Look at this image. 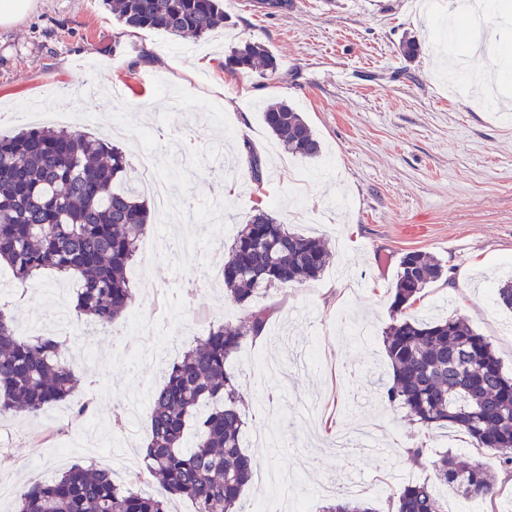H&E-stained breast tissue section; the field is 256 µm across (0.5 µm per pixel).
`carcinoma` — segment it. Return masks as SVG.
<instances>
[{"instance_id": "cac0c4a2", "label": "carcinoma", "mask_w": 512, "mask_h": 512, "mask_svg": "<svg viewBox=\"0 0 512 512\" xmlns=\"http://www.w3.org/2000/svg\"><path fill=\"white\" fill-rule=\"evenodd\" d=\"M126 27L203 37L224 26V0H103ZM280 63L264 44L247 42L224 58L230 72L274 76ZM268 130L289 153L305 159L321 145L300 112L285 102L263 109ZM125 153L112 143L65 129L27 128L0 137V264L26 285L53 270L73 278L74 315L111 326L134 294L126 271L150 229L147 200L130 176ZM323 241L290 232L269 214L240 224L224 258L227 297L248 310L236 325L213 327L174 363L150 398L144 469L159 483L155 495L112 481L106 470L74 464L24 487L17 512H168L170 496L189 499L194 512H246L241 500L253 475L243 451L239 383L226 365L243 341L264 335L271 310L253 299L270 286L300 288L323 272ZM441 264L422 251L400 261L392 302L395 317L383 339L392 382L381 384L426 429L452 428L486 449L512 475V377L492 343L464 319L424 321L413 307ZM512 310V280L495 292ZM65 336H16L0 311V417L35 416L66 400L78 378L64 355ZM436 480L470 499L497 493L494 470L444 453L430 461ZM394 512H447L428 483L407 484L391 496ZM324 512H374L360 499Z\"/></svg>"}]
</instances>
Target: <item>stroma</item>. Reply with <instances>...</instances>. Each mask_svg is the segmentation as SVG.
Here are the masks:
<instances>
[{"label":"stroma","mask_w":512,"mask_h":512,"mask_svg":"<svg viewBox=\"0 0 512 512\" xmlns=\"http://www.w3.org/2000/svg\"><path fill=\"white\" fill-rule=\"evenodd\" d=\"M18 22L0 27V113L42 115L26 124H50L66 98L96 124L71 119V130L109 140L129 162L146 148L166 164L161 176L192 200H211L216 183L230 186L221 218L186 220L171 214L152 224L153 237L196 238V252L176 258L139 252L127 269L134 308L179 326L167 344L156 343L137 361L127 319L94 328L87 341L95 365L69 360L81 382L65 403L14 424L19 445L0 454V481L14 487L44 480L74 464L130 474L111 455L140 457L147 417L134 438L120 410L128 397L151 395L169 363L206 335L210 326L238 323L245 311L224 296L226 247L238 221L257 211L289 229L323 238L330 264L301 288H273L257 306L273 307L264 336L246 340L230 359L240 374L243 447L256 472L245 502L267 496L269 475L301 476L309 512L329 502L322 485L357 481L375 512H391L375 485L434 479L431 458L457 451L492 464L465 435L423 430L406 409L381 399L378 382L392 368L383 333L392 321L393 288L401 257L420 250L437 258L443 278L422 292L421 316L456 315L493 344L512 374V313L485 290L512 277V82H484L498 53L512 47V28L486 27L471 45L469 64L457 71L437 46L438 24L453 0H290L268 9L259 0H224L222 31L195 41L125 27L102 0H31ZM419 53L402 55L405 40ZM266 45L279 59L277 79L231 74L224 56L243 41ZM167 77L168 90L150 77ZM224 105L225 126L209 120L211 102ZM284 101L302 112L322 145L320 157L290 159L267 130L259 102ZM251 143L264 179L250 171L217 180L206 162L243 155ZM75 291L73 281L44 272L36 287H21L0 266V307L15 317L21 336H53ZM378 417L380 446L392 466L366 454L336 455L327 422L344 429ZM427 448L419 462L410 448Z\"/></svg>","instance_id":"1"}]
</instances>
